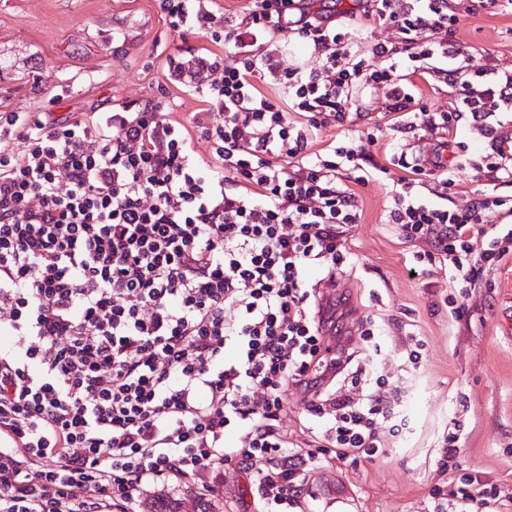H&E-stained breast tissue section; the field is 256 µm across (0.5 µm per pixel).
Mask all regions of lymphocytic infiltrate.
Here are the masks:
<instances>
[{"label": "lymphocytic infiltrate", "mask_w": 512, "mask_h": 512, "mask_svg": "<svg viewBox=\"0 0 512 512\" xmlns=\"http://www.w3.org/2000/svg\"><path fill=\"white\" fill-rule=\"evenodd\" d=\"M162 4L175 32L224 45L188 67L169 62L224 115L194 126L212 141V162L194 157L192 128L154 103L93 122L4 118L28 151L0 152V335L20 340L0 346V512H131L145 484L207 486L224 464L256 457L267 463L250 476L263 512H298L315 456L280 429L292 384L309 393L311 417L332 416L327 455L373 458L391 404L378 389L358 401L322 396L321 296L305 272L334 280L361 217L354 190L336 182L340 168H389L351 135L310 156L307 133L344 126L359 85L384 87L393 131L439 133L446 152L464 116L512 112V75L471 66L453 0H254L220 32L211 0ZM355 18L396 31L370 46L384 67L369 69L358 52L345 26ZM283 32L320 57L319 70L283 66ZM435 80L454 95L448 111L424 102ZM492 150V191L456 210L415 193L425 183L447 198L450 158L427 168L398 157L388 221L430 245L415 275L441 261L468 288L512 255V138ZM489 224L486 249L473 253ZM229 302L236 318L224 314Z\"/></svg>", "instance_id": "lymphocytic-infiltrate-1"}]
</instances>
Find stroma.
Masks as SVG:
<instances>
[{
    "instance_id": "1",
    "label": "stroma",
    "mask_w": 512,
    "mask_h": 512,
    "mask_svg": "<svg viewBox=\"0 0 512 512\" xmlns=\"http://www.w3.org/2000/svg\"><path fill=\"white\" fill-rule=\"evenodd\" d=\"M456 37L477 65L512 69V14H468L461 0ZM209 37L174 33L161 0H0V114L64 122L126 105L162 104L186 123L201 104L169 71L170 57L191 59ZM357 130L374 134L377 159L402 151L417 157L427 139H405L379 112L380 91L358 87ZM465 145L454 176L468 192L449 196L465 207L476 184L471 163L492 151V140L471 118L460 123ZM386 178L372 174L356 185L362 215L346 234L347 261L336 273L338 326L350 334L357 362L382 377L404 426L386 434L373 460L318 459L306 474L303 512H432V488L464 474L498 485L489 512H512V259L493 267L469 289L465 308L448 302L456 288L448 272L410 277L422 241L405 240L386 215ZM420 340L409 362L408 337ZM301 391L288 392L281 428L290 439L318 447L323 426L307 430ZM457 432L455 469L440 458L448 432ZM230 464L207 499L212 512H258L249 494L251 468Z\"/></svg>"
}]
</instances>
